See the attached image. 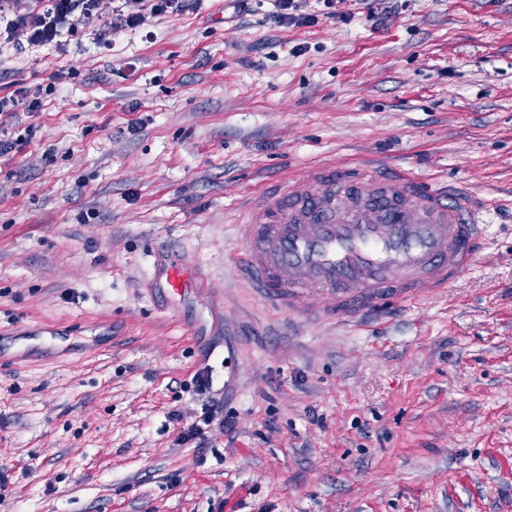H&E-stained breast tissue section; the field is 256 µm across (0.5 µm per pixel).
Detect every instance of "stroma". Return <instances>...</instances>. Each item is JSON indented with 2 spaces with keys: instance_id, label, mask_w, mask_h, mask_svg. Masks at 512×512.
I'll return each instance as SVG.
<instances>
[{
  "instance_id": "obj_1",
  "label": "stroma",
  "mask_w": 512,
  "mask_h": 512,
  "mask_svg": "<svg viewBox=\"0 0 512 512\" xmlns=\"http://www.w3.org/2000/svg\"><path fill=\"white\" fill-rule=\"evenodd\" d=\"M360 0L281 27L194 0L0 46V512H512V0ZM300 54H292L293 46ZM39 98L38 111H27ZM414 168L487 203L480 262L369 330L224 264L243 199L312 165ZM207 285L161 308L153 249ZM205 335L186 334L187 323ZM210 395L235 422L177 445ZM190 0H120L121 5L113 15L110 26L106 29L97 30L93 40L99 44L106 40L112 31V25L130 29L139 28L146 24L149 16H156L165 13H182L189 8ZM148 11V13H147Z\"/></svg>"
}]
</instances>
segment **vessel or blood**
<instances>
[{"mask_svg": "<svg viewBox=\"0 0 512 512\" xmlns=\"http://www.w3.org/2000/svg\"><path fill=\"white\" fill-rule=\"evenodd\" d=\"M224 260L274 305L356 322L454 288L481 257L483 212L409 168L311 166L246 199ZM161 301L203 287L156 254Z\"/></svg>", "mask_w": 512, "mask_h": 512, "instance_id": "1", "label": "vessel or blood"}]
</instances>
